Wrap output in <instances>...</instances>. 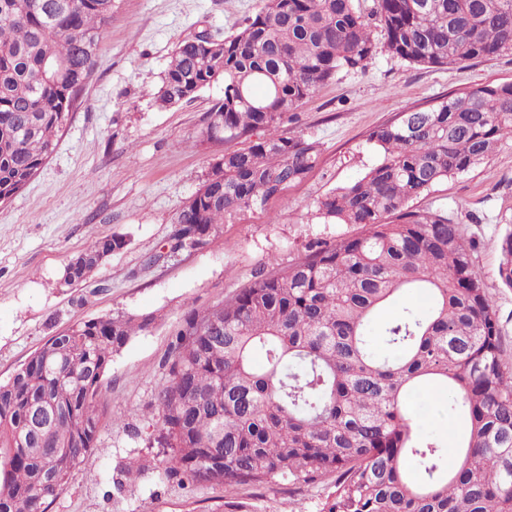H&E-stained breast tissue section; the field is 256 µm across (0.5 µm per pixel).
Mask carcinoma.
I'll return each mask as SVG.
<instances>
[{"instance_id":"carcinoma-1","label":"carcinoma","mask_w":512,"mask_h":512,"mask_svg":"<svg viewBox=\"0 0 512 512\" xmlns=\"http://www.w3.org/2000/svg\"><path fill=\"white\" fill-rule=\"evenodd\" d=\"M373 2L384 46L411 64L512 54V0ZM111 15L112 0H0V203L54 151ZM376 48L356 0H261L223 42L183 40L158 103L190 101L221 81L224 98L205 128L222 145L247 146L224 150V171L207 175L169 239L204 247L307 180L319 144L284 135V119L338 74L365 70ZM506 139L512 82L399 113L367 135L378 164L316 201L318 217L356 233L313 242L231 299L189 308L150 404L162 480L295 485L332 473L324 512H512V372L501 362L496 310L459 225L408 206ZM124 245L95 239L66 267L65 283ZM500 248L498 277L512 288V229ZM411 293L428 294L431 306L404 301ZM152 323L149 314L76 322L0 383V512H47L97 443L113 355ZM431 388L448 393L464 424L453 468L408 406ZM144 470L117 466L113 492Z\"/></svg>"}]
</instances>
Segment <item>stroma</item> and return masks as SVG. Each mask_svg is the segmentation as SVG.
<instances>
[{
  "label": "stroma",
  "mask_w": 512,
  "mask_h": 512,
  "mask_svg": "<svg viewBox=\"0 0 512 512\" xmlns=\"http://www.w3.org/2000/svg\"><path fill=\"white\" fill-rule=\"evenodd\" d=\"M260 0H113L97 66L78 96L70 124L28 186L0 204V381L11 378L51 336L69 325L117 314L150 313L154 323L113 358L100 403L105 411L95 448L72 471L47 512H323L335 475L313 484L272 480L259 486H177L151 469L121 497L109 475L132 458L153 459L156 431L143 413L164 379L162 363L188 306L229 300L259 270L304 254L308 243L353 233L327 224L315 202L375 165L370 129L405 109L489 83L512 82V54L448 70L409 64L378 47L365 71L340 74L285 119L289 137L317 141L320 164L266 210L246 211L205 248L154 263L182 205L199 189L223 147L202 144L223 83L175 107L155 94L176 46L208 32L238 31ZM411 208L448 214L475 243L474 265L499 319L501 358L512 368V288L498 279L500 239L512 225V140L467 172L434 187ZM118 235L126 246L82 283L64 285L68 263L96 238ZM422 426L445 454L455 453L462 423L440 391L410 398ZM141 436L131 439L129 426Z\"/></svg>",
  "instance_id": "obj_1"
}]
</instances>
